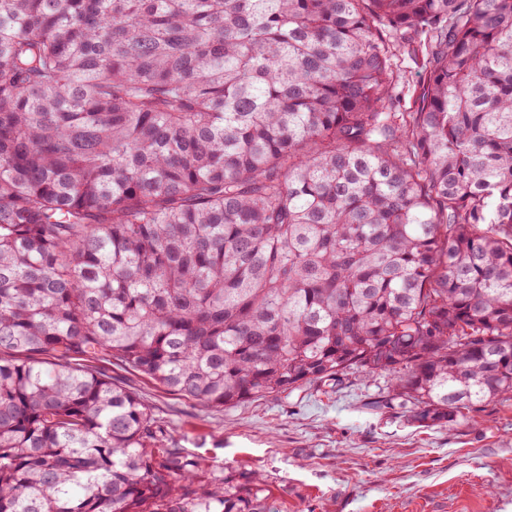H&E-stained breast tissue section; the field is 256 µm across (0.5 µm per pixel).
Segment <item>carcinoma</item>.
<instances>
[{
  "mask_svg": "<svg viewBox=\"0 0 512 512\" xmlns=\"http://www.w3.org/2000/svg\"><path fill=\"white\" fill-rule=\"evenodd\" d=\"M89 358L206 408L511 398L512 0H0V512H272ZM398 53V51H397ZM398 53L399 60L394 74V92L397 96L393 112H412L416 106V99L426 77V68L422 58L411 60L406 54Z\"/></svg>",
  "mask_w": 512,
  "mask_h": 512,
  "instance_id": "1",
  "label": "carcinoma"
}]
</instances>
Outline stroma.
Here are the masks:
<instances>
[{
    "instance_id": "obj_1",
    "label": "stroma",
    "mask_w": 512,
    "mask_h": 512,
    "mask_svg": "<svg viewBox=\"0 0 512 512\" xmlns=\"http://www.w3.org/2000/svg\"><path fill=\"white\" fill-rule=\"evenodd\" d=\"M425 77L422 61L400 56L396 111L414 110ZM93 367L153 407L201 485L261 475L278 512H512V399L422 428L372 409L387 392L380 372L216 409L113 362Z\"/></svg>"
}]
</instances>
